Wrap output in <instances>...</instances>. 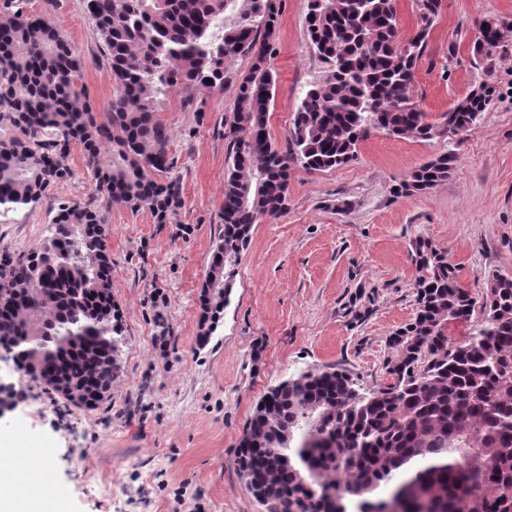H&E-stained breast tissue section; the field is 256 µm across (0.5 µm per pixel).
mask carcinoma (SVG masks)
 <instances>
[{"mask_svg": "<svg viewBox=\"0 0 512 512\" xmlns=\"http://www.w3.org/2000/svg\"><path fill=\"white\" fill-rule=\"evenodd\" d=\"M78 0L95 23L119 93L105 112L89 100L79 52L49 18L6 0L0 17V208L39 202L71 176L81 146L99 195L58 208L37 251L0 256V347L51 394L79 408L108 399L119 377L125 329L112 300L105 217L147 210L175 224L184 207L171 176L169 129L159 94L179 87L188 104L224 89L231 65L252 59L237 82L227 139L228 176L219 234L202 299L215 324L252 226L288 206L296 163L324 171L349 163L370 130L430 140L477 128L487 83L426 120L413 101L414 73L441 0H416L421 25L403 43L397 0H309L307 32L322 81L305 91L287 146L271 143L267 115L276 80L269 64L275 0ZM445 152L411 172L396 192L448 179ZM414 320L393 336V382L356 393L343 372H306L272 386L256 405L236 468L268 512H368L397 494L403 512H512V277L495 274L482 304L458 285L445 254L418 239ZM467 332L453 342L450 326Z\"/></svg>", "mask_w": 512, "mask_h": 512, "instance_id": "1", "label": "carcinoma"}]
</instances>
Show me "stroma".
I'll return each mask as SVG.
<instances>
[{"instance_id":"35a3bbf8","label":"stroma","mask_w":512,"mask_h":512,"mask_svg":"<svg viewBox=\"0 0 512 512\" xmlns=\"http://www.w3.org/2000/svg\"><path fill=\"white\" fill-rule=\"evenodd\" d=\"M277 4L269 131L282 149L299 97L324 66L310 47L308 0ZM28 10L50 17L75 46L91 100L107 109L117 85L89 14L77 0H28ZM489 18L503 28L485 60L473 44ZM483 83L495 93L473 131L423 141L374 130L347 165L294 166L288 208L253 225L204 346L201 294L220 231L236 86L200 93L199 112L181 89L160 94L156 115L171 132L185 206L176 224L144 210L106 216L125 329L112 394L98 408L74 407L0 349V382L12 390L0 436L51 453L67 512H268L235 465L249 417L270 387L308 370L345 371L366 391L391 383L390 340L417 311V239L445 252L475 299L492 274H512V0H441L415 100L433 123ZM449 151L458 161L447 181L396 194L412 170ZM65 163L71 177L39 203L0 210V255L39 249L59 206L95 192L79 145Z\"/></svg>"}]
</instances>
